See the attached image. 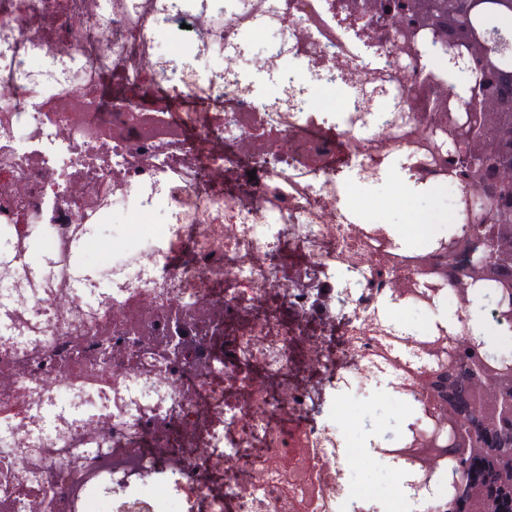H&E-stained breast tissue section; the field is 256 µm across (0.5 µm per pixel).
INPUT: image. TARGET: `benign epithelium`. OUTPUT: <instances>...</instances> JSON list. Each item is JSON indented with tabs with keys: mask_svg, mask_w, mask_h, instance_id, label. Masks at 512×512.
<instances>
[{
	"mask_svg": "<svg viewBox=\"0 0 512 512\" xmlns=\"http://www.w3.org/2000/svg\"><path fill=\"white\" fill-rule=\"evenodd\" d=\"M442 38L456 47H466L481 65L503 84L501 92L474 86L470 89L472 106L478 112H502L504 102L512 103V71L503 69L499 49L477 35L470 18H436ZM381 25L399 38L408 31V16L403 11L383 16ZM512 183V165L500 167L490 180H477V200L483 207L499 202L492 189L496 184ZM489 250L481 240L472 242L468 252L452 264L448 253L437 252L421 269V277L404 281L393 289L392 301L413 302L435 308L440 304L437 289L451 285L461 304H472L476 273L488 264ZM436 322L433 335L424 339L406 336L402 342L423 366L415 384L398 388L404 396L429 401V426L417 424L405 428L394 452L411 462L415 483L426 486L448 466L456 467L452 488L448 491L447 512H478L474 493L481 480L480 460L494 459L500 479L508 484L486 502L488 512H512V444L504 437L512 435V357L491 352L486 343L467 324ZM479 351V358L469 364V388L463 392L455 384L458 358Z\"/></svg>",
	"mask_w": 512,
	"mask_h": 512,
	"instance_id": "obj_1",
	"label": "benign epithelium"
}]
</instances>
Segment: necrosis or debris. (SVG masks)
I'll list each match as a JSON object with an SVG mask.
<instances>
[{"label": "necrosis or debris", "mask_w": 512, "mask_h": 512, "mask_svg": "<svg viewBox=\"0 0 512 512\" xmlns=\"http://www.w3.org/2000/svg\"><path fill=\"white\" fill-rule=\"evenodd\" d=\"M163 30L180 36L164 54ZM248 34L253 67L279 76L265 94L242 75ZM392 46L383 27L340 26L336 0H0V368L17 370L0 379V512H88L104 484L112 512L447 501V478L415 490L408 469L395 488L350 487L349 461L372 451L336 426L396 280L425 255L384 257L344 187L397 156L410 184L447 179L415 159L435 99L410 98L439 50L399 69ZM314 86L343 90L335 112ZM128 104L172 137L105 135ZM111 215L135 250L104 251ZM84 255L108 287L78 282ZM192 307L210 319L168 351Z\"/></svg>", "instance_id": "obj_1"}]
</instances>
